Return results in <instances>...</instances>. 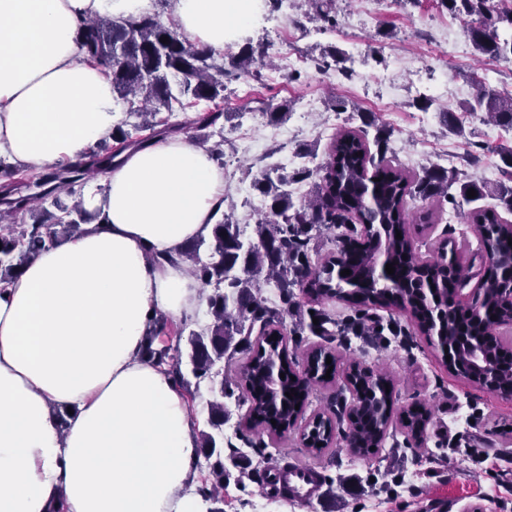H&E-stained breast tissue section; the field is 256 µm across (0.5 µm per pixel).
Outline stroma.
I'll return each mask as SVG.
<instances>
[{"label":"stroma","mask_w":512,"mask_h":512,"mask_svg":"<svg viewBox=\"0 0 512 512\" xmlns=\"http://www.w3.org/2000/svg\"><path fill=\"white\" fill-rule=\"evenodd\" d=\"M318 3L335 15V26L304 19L311 9L307 0H265L261 17L225 43V62L246 51L258 59L249 71L225 81L223 108L231 120L200 130L192 124L194 109L171 118L192 142H223L224 206L234 209L238 223H255L264 207L252 189L260 170L316 169L325 163L330 145L323 122L341 131L350 128L353 112H379L384 102L394 105L393 111L380 112L393 130L386 156L399 168L417 172L446 153L452 157L450 169L461 176L495 183L499 159L485 147L511 143L512 131L480 126L477 140L484 148L471 160L439 118L440 110L458 108L473 97L476 89L466 75L484 67L470 48L455 65L446 61L449 39L466 40L463 19L441 7L440 0H378L370 16L365 0ZM281 38L314 60L316 69L268 81V71L278 64L273 44ZM328 46L346 54L345 65H325L322 50ZM427 99L429 110H419V102ZM339 101L344 109H336ZM280 104L288 105V116L269 124L263 109ZM301 144L311 147L310 155L297 153ZM371 317L381 335L333 338L308 332L289 337L288 350L301 358L309 349L333 347L344 361L390 372L396 410L423 404L433 413L423 447L409 448L396 420L379 454L367 458L352 455L340 439L333 459H314L297 429L267 439L273 466L300 463L323 476L319 491L299 498L260 482L265 467L243 427L247 409L228 397L224 404L231 416L224 438L239 453L228 467L224 512H466L475 506L482 512H512V397L490 394L449 373L408 313L377 309ZM352 406V393L339 378L316 387L306 413L337 419Z\"/></svg>","instance_id":"stroma-1"}]
</instances>
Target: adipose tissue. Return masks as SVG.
I'll return each instance as SVG.
<instances>
[{"label":"adipose tissue","instance_id":"adipose-tissue-1","mask_svg":"<svg viewBox=\"0 0 512 512\" xmlns=\"http://www.w3.org/2000/svg\"><path fill=\"white\" fill-rule=\"evenodd\" d=\"M151 0H0V156L43 168L109 139L120 103L78 59L97 16ZM262 0H173L179 31L220 52ZM94 222L0 283V512H198L192 411L144 356L156 312L190 319L201 285L150 263L209 235L224 194L214 154L183 136L127 151ZM76 407L67 427L53 413Z\"/></svg>","mask_w":512,"mask_h":512}]
</instances>
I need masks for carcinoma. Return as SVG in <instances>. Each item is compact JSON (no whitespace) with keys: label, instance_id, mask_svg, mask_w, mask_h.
Returning <instances> with one entry per match:
<instances>
[{"label":"carcinoma","instance_id":"cac0c4a2","mask_svg":"<svg viewBox=\"0 0 512 512\" xmlns=\"http://www.w3.org/2000/svg\"><path fill=\"white\" fill-rule=\"evenodd\" d=\"M454 15L464 16L466 34L473 48L483 56H512V0H440ZM168 37L167 43L160 38ZM80 61L101 67L112 81L117 98L137 105L133 114L142 123L137 132L150 131L157 138L165 133L167 119L155 117L165 110L173 114L174 104L188 98L211 107L196 114L191 124L206 128L224 116V55L196 45L174 26L156 15L115 20L96 17L79 33ZM466 119L449 108L440 112L448 134L461 140L464 149L477 143L469 140L464 122L492 123L512 130V91L504 92L484 82L478 84L471 102L460 106ZM363 127L345 130L331 142L324 174L307 168L287 177L273 176L277 169H264L252 186L266 201L265 211L252 225V235L241 237L240 225L233 214L216 207L219 217L209 237L186 242L174 255H150L157 264L187 265L188 271L212 290L203 292L213 321L201 331L183 336L184 328L172 327L163 316L153 318L147 336V357L171 378L180 393L194 395L191 380H207L215 393L208 404L209 432L200 434L199 452L214 459L210 478L197 487V494L210 505L208 512H224V422L229 411L224 406V374L218 365L232 357L243 344H252L255 326H260L257 347L247 361V375L239 378L238 403L248 405L249 427L269 433H285L306 409L313 387L333 381L338 358L323 349L309 353L303 366L288 351V336L304 331L333 336L380 335L370 327L369 311L386 309L412 311L420 332L437 338L448 348L452 368L468 361L478 350L493 366V381L500 389L512 390V337L499 332L512 325V281L502 275L512 264V224L501 221L498 210L512 213V145L491 148L501 161V179L489 186L483 180H462L458 174L437 165L409 174L394 167L385 157L374 160L365 135L376 131L378 153L386 151L393 129L372 112H360ZM112 148L106 141L91 146L88 160L69 162L49 173L33 174L29 169L10 170L8 180L0 184V282L17 276L23 267L60 239L77 233L81 225L95 220L80 200H70L75 187L85 183L90 174L104 173L115 158L128 148L141 144L132 133L116 128ZM313 180L308 201L295 204L285 186L288 180ZM35 186L39 191L22 194ZM456 193H451V189ZM476 196L468 197V190ZM492 194L493 208H475L462 217L474 224L479 245L494 269L479 282L471 302L456 300V275L466 269L464 257L453 243L444 241L437 254L421 255L409 230L407 200L426 202L432 209L419 217L434 223V211H444L447 203L458 210ZM50 201L53 210L39 207ZM357 220L362 236L341 241L337 253L321 262L311 261L312 231L330 233L336 227ZM401 238H396V232ZM207 246L210 260L202 261L200 249ZM384 263L395 268L392 275L372 278L379 254ZM348 269L351 274L343 276ZM276 290L278 302L268 305L265 289ZM307 303H302L299 296ZM344 301L350 315L337 322L319 307L325 299ZM317 305L305 315L304 305ZM496 319H491V316ZM316 318L319 323L311 322ZM291 325H286V320ZM175 335V343L152 348L161 335ZM331 364H326V359ZM352 389L354 406L343 439L355 455L378 453L384 445L394 413V380L385 371L369 370L354 363ZM284 374L272 384V372ZM330 378H325V375ZM296 395L287 397L286 393ZM431 411L424 405L402 410L406 442L419 447L424 443ZM335 425L328 418L308 424L305 438L316 457L329 450Z\"/></svg>","mask_w":512,"mask_h":512}]
</instances>
